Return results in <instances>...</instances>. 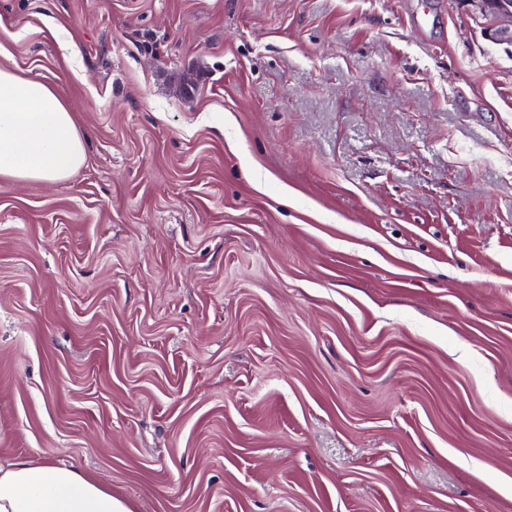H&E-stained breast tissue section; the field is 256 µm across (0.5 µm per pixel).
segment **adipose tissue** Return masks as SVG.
<instances>
[{
    "label": "adipose tissue",
    "mask_w": 512,
    "mask_h": 512,
    "mask_svg": "<svg viewBox=\"0 0 512 512\" xmlns=\"http://www.w3.org/2000/svg\"><path fill=\"white\" fill-rule=\"evenodd\" d=\"M83 135L52 86L0 68V177L57 182L86 162ZM0 512H133L98 478L19 458L0 463Z\"/></svg>",
    "instance_id": "adipose-tissue-1"
}]
</instances>
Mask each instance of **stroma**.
<instances>
[{"label":"stroma","instance_id":"obj_1","mask_svg":"<svg viewBox=\"0 0 512 512\" xmlns=\"http://www.w3.org/2000/svg\"><path fill=\"white\" fill-rule=\"evenodd\" d=\"M494 23L474 0H0V68L57 87L87 152L0 178V460L134 512H512Z\"/></svg>","mask_w":512,"mask_h":512}]
</instances>
